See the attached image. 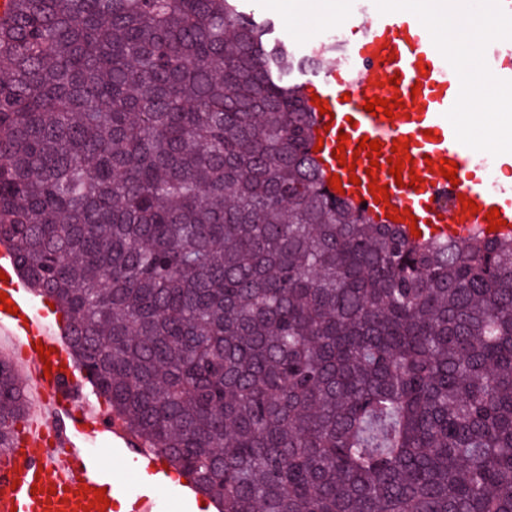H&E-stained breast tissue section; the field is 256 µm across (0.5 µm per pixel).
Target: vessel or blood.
Masks as SVG:
<instances>
[{
  "mask_svg": "<svg viewBox=\"0 0 512 512\" xmlns=\"http://www.w3.org/2000/svg\"><path fill=\"white\" fill-rule=\"evenodd\" d=\"M364 42L353 47L346 71L328 69L304 76L306 94L319 96L331 113L318 117L314 136L323 147L316 158L326 175H339L346 200L384 222L393 211H409L402 228H428L445 236L463 237L473 229H487L485 217L498 208L506 231H512V187H487L483 174L487 156L478 154L469 138L462 114L466 110L463 78L453 53L446 50L413 12L384 13L365 7L360 13ZM399 84H392V77ZM400 97L403 104L393 117L374 115L364 103L371 97ZM346 145H339V134ZM383 145L371 169L366 151L358 150L362 137ZM407 142L413 171L400 177L390 172L395 142ZM344 147L354 167L340 165L334 153ZM447 159L458 166L456 182L429 170V162ZM419 188H410L412 175ZM357 183H350V176ZM387 187V202H376L368 185ZM471 199L478 212L461 207ZM0 291L14 302L16 313L0 309V327H14L19 360L31 370L27 413L21 432L8 455L0 457V512H101L94 494L103 489L107 498L123 494V483L106 471L103 453L124 454L147 481L131 503L132 512H159L154 491L158 477L167 473L161 460L151 456L128 434L120 421L89 407L82 372L69 363L66 344L53 331L48 314L36 308L26 282L18 275L9 245L0 244ZM51 348L49 361H41L35 346Z\"/></svg>",
  "mask_w": 512,
  "mask_h": 512,
  "instance_id": "obj_1",
  "label": "vessel or blood"
}]
</instances>
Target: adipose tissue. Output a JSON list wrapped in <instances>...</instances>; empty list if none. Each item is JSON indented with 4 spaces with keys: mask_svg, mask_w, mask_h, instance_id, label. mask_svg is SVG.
<instances>
[{
    "mask_svg": "<svg viewBox=\"0 0 512 512\" xmlns=\"http://www.w3.org/2000/svg\"><path fill=\"white\" fill-rule=\"evenodd\" d=\"M412 10L423 13L440 33L444 46L454 52L466 78L469 104L484 103L487 80L476 65L477 51L494 29L487 16H475L448 7L445 0H413Z\"/></svg>",
    "mask_w": 512,
    "mask_h": 512,
    "instance_id": "obj_1",
    "label": "adipose tissue"
}]
</instances>
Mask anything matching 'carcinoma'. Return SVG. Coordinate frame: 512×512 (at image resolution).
<instances>
[{
	"label": "carcinoma",
	"mask_w": 512,
	"mask_h": 512,
	"mask_svg": "<svg viewBox=\"0 0 512 512\" xmlns=\"http://www.w3.org/2000/svg\"><path fill=\"white\" fill-rule=\"evenodd\" d=\"M240 0H0V242L220 512H512V234L332 195ZM25 417L0 358V449Z\"/></svg>",
	"instance_id": "cac0c4a2"
}]
</instances>
